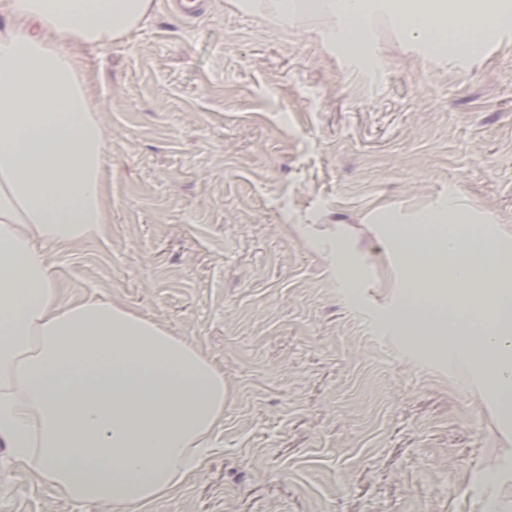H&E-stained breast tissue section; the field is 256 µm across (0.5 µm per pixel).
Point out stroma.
Here are the masks:
<instances>
[{
	"label": "stroma",
	"mask_w": 512,
	"mask_h": 512,
	"mask_svg": "<svg viewBox=\"0 0 512 512\" xmlns=\"http://www.w3.org/2000/svg\"><path fill=\"white\" fill-rule=\"evenodd\" d=\"M205 0L90 57L109 136L108 235L55 260L70 294L117 297L224 370V432L150 512H480L504 447L485 368L387 326L399 263L385 204L461 191L512 233V42L482 66L376 69ZM360 278L351 300L345 280ZM0 512H109L38 483L0 445Z\"/></svg>",
	"instance_id": "1"
}]
</instances>
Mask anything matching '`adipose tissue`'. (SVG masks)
<instances>
[{
  "mask_svg": "<svg viewBox=\"0 0 512 512\" xmlns=\"http://www.w3.org/2000/svg\"><path fill=\"white\" fill-rule=\"evenodd\" d=\"M157 0H0V441L67 496L145 512L210 457L224 426V371L203 348L122 301L67 300L56 254L112 221L107 128L88 58L148 21ZM280 27L368 50L391 28L401 52L478 65L484 38L512 41V0H234ZM374 222L394 227L403 299L387 323L493 374L512 436V261L461 195Z\"/></svg>",
  "mask_w": 512,
  "mask_h": 512,
  "instance_id": "1",
  "label": "adipose tissue"
}]
</instances>
